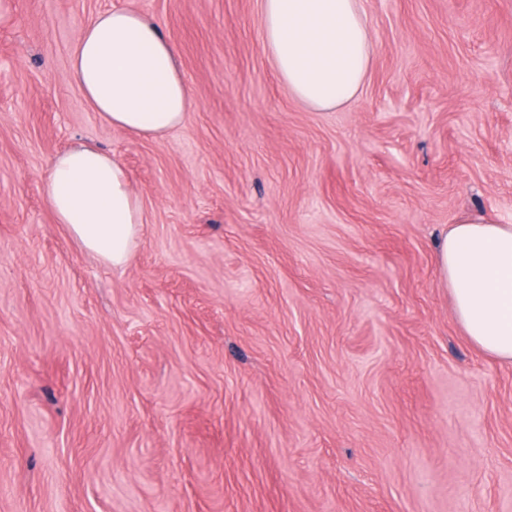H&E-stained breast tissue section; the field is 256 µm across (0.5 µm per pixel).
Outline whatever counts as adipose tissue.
I'll list each match as a JSON object with an SVG mask.
<instances>
[{
    "label": "adipose tissue",
    "instance_id": "ef3b65f1",
    "mask_svg": "<svg viewBox=\"0 0 512 512\" xmlns=\"http://www.w3.org/2000/svg\"><path fill=\"white\" fill-rule=\"evenodd\" d=\"M261 21L264 49L301 104L331 110L360 92L372 57L361 0H261ZM70 68L92 110L138 137L165 136L194 107L173 45L154 19L133 10L89 19ZM42 192L81 248L112 267L128 263L146 214L116 157L71 147L50 160ZM436 265L465 334L482 352L512 363V224L461 220L439 239Z\"/></svg>",
    "mask_w": 512,
    "mask_h": 512
}]
</instances>
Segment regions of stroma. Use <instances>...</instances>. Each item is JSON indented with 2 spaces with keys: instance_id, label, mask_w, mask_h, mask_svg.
<instances>
[{
  "instance_id": "obj_1",
  "label": "stroma",
  "mask_w": 512,
  "mask_h": 512,
  "mask_svg": "<svg viewBox=\"0 0 512 512\" xmlns=\"http://www.w3.org/2000/svg\"><path fill=\"white\" fill-rule=\"evenodd\" d=\"M363 7L365 85L316 111L259 0H0V512H512V364L435 264L451 224H512V0ZM110 8L178 51L161 139L71 76ZM80 144L144 204L124 267L45 205Z\"/></svg>"
}]
</instances>
